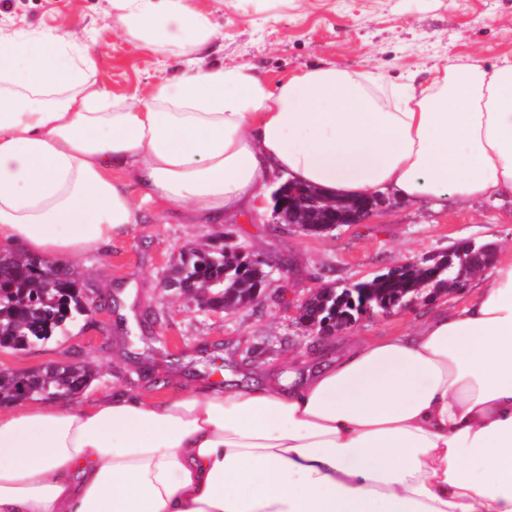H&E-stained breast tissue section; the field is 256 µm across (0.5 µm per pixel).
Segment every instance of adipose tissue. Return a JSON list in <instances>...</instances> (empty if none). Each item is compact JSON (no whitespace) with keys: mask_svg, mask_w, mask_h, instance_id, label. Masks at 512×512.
I'll return each mask as SVG.
<instances>
[{"mask_svg":"<svg viewBox=\"0 0 512 512\" xmlns=\"http://www.w3.org/2000/svg\"><path fill=\"white\" fill-rule=\"evenodd\" d=\"M179 81L110 101L64 28L0 42V244L47 268L125 237L130 182L218 215L262 180L330 198L512 197V64L384 105L331 66L270 87L203 70L186 0H116ZM479 292L301 382L0 408V512H512V245Z\"/></svg>","mask_w":512,"mask_h":512,"instance_id":"obj_1","label":"adipose tissue"}]
</instances>
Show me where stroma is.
I'll return each instance as SVG.
<instances>
[{"instance_id": "35a3bbf8", "label": "stroma", "mask_w": 512, "mask_h": 512, "mask_svg": "<svg viewBox=\"0 0 512 512\" xmlns=\"http://www.w3.org/2000/svg\"><path fill=\"white\" fill-rule=\"evenodd\" d=\"M112 2L13 0L0 10V30L37 32L67 17L70 41L92 59L91 78L115 99L140 97L158 81L177 80L183 72L178 57L125 39L115 27ZM188 2L214 29L197 53L199 66L246 65L273 87L330 66L423 88L447 70L512 64V0ZM129 190L138 220L128 235L72 263L84 294L106 305V313L82 318L67 335L23 351L0 348V369L19 373L91 360L100 367L92 392L150 391L160 397L229 378L259 385L287 370L301 376L339 360L353 341L399 334L458 291L426 289L413 306L361 314L322 339L297 323L292 303L322 288L451 253L464 240L492 237L512 244L511 198L454 194L403 202L390 196L365 221L317 235L276 223L267 183L254 203L195 222L159 208L138 185ZM223 232L253 256L288 263L287 278L273 282L263 304L221 319L183 298L162 299L160 281L182 247Z\"/></svg>"}]
</instances>
